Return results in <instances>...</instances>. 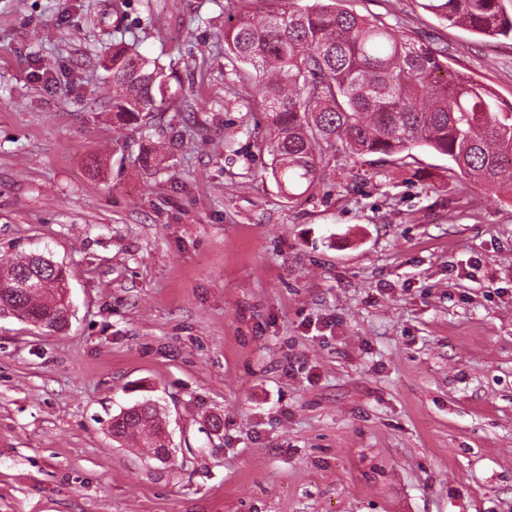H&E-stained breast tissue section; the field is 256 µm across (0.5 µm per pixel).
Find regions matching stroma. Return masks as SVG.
<instances>
[{"label":"stroma","instance_id":"stroma-1","mask_svg":"<svg viewBox=\"0 0 512 512\" xmlns=\"http://www.w3.org/2000/svg\"><path fill=\"white\" fill-rule=\"evenodd\" d=\"M347 5L512 101L511 39ZM224 20L0 0V259L62 264L71 310L54 332L0 313V512H512V196L427 148H340L288 202L225 92ZM121 35L182 81L148 128L112 121ZM146 398L165 462L108 429Z\"/></svg>","mask_w":512,"mask_h":512}]
</instances>
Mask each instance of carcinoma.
<instances>
[{"label":"carcinoma","mask_w":512,"mask_h":512,"mask_svg":"<svg viewBox=\"0 0 512 512\" xmlns=\"http://www.w3.org/2000/svg\"><path fill=\"white\" fill-rule=\"evenodd\" d=\"M224 0V55L229 75L251 82L245 104L257 114L268 174L294 202L320 182L323 145L356 156L400 160L416 147L448 157L462 189H512V102L448 62L433 40L397 35L379 16L360 15L344 0ZM440 23L483 39H512V0H421ZM112 112L125 125L146 126L157 112L178 111V76L124 40L112 42ZM39 254L12 262L0 287L7 310L39 326L66 325V269ZM112 437L152 452L163 447L157 405L145 399L110 421Z\"/></svg>","instance_id":"carcinoma-1"}]
</instances>
